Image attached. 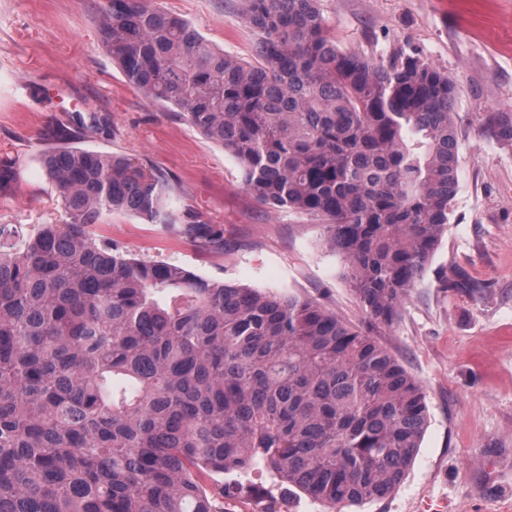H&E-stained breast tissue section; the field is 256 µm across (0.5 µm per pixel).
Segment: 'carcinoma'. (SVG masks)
<instances>
[{
	"label": "carcinoma",
	"mask_w": 512,
	"mask_h": 512,
	"mask_svg": "<svg viewBox=\"0 0 512 512\" xmlns=\"http://www.w3.org/2000/svg\"><path fill=\"white\" fill-rule=\"evenodd\" d=\"M243 18L252 61L149 0H105L98 26L148 102L239 161L248 195L319 221L367 325L116 253L94 232L113 213L224 234L139 157L44 153L62 221L0 224V512H228L284 490L336 512L388 496L418 453L426 393L374 329L448 228L455 83L403 46L377 63L339 48L318 0H244ZM487 124L512 147V112ZM15 180L0 162V197Z\"/></svg>",
	"instance_id": "obj_1"
}]
</instances>
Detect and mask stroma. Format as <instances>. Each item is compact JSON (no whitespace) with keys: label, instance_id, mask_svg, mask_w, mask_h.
Instances as JSON below:
<instances>
[{"label":"stroma","instance_id":"obj_1","mask_svg":"<svg viewBox=\"0 0 512 512\" xmlns=\"http://www.w3.org/2000/svg\"><path fill=\"white\" fill-rule=\"evenodd\" d=\"M243 59L253 35L241 0H155ZM104 0H0V161L18 173L0 224L55 222L40 158L48 122L80 110L76 147L135 155L175 185L176 205L224 233V249L181 225L115 214L101 239L128 256L176 263L211 281L311 298L364 320L346 269L309 216L257 204L241 167L185 118L145 100L101 45ZM341 49L376 61L395 46L447 71L456 88L458 184L450 224L398 320L379 339L426 392L418 455L385 498L342 512H512V148L486 115L512 112V0H319ZM472 291L444 287L455 272Z\"/></svg>","mask_w":512,"mask_h":512}]
</instances>
